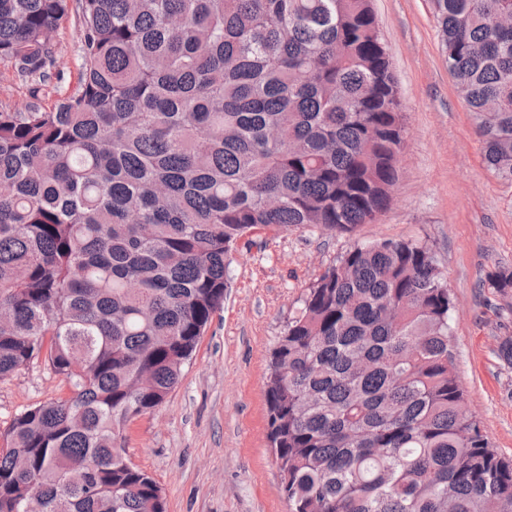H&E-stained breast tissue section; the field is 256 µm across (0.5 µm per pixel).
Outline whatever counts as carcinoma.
I'll return each instance as SVG.
<instances>
[{"label":"carcinoma","instance_id":"carcinoma-1","mask_svg":"<svg viewBox=\"0 0 512 512\" xmlns=\"http://www.w3.org/2000/svg\"><path fill=\"white\" fill-rule=\"evenodd\" d=\"M483 160L512 182V0H432ZM79 86L0 110V380L69 386L0 435V512H167L124 451L180 384L258 232H350L387 208L405 126L371 0H77ZM68 0H0V59L46 77ZM422 242L357 244L271 353L288 512H512V461L455 373Z\"/></svg>","mask_w":512,"mask_h":512}]
</instances>
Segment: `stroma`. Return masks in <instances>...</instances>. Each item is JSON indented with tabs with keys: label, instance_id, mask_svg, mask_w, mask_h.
Instances as JSON below:
<instances>
[{
	"label": "stroma",
	"instance_id": "stroma-1",
	"mask_svg": "<svg viewBox=\"0 0 512 512\" xmlns=\"http://www.w3.org/2000/svg\"><path fill=\"white\" fill-rule=\"evenodd\" d=\"M406 126L388 209L353 232L289 229L238 243L224 307L204 332L178 387L126 430L129 459L163 488L168 512H288L267 440L265 381L272 349L307 288L357 244L428 243L455 302L458 381L492 445L512 459V293L490 281L512 270V183L487 170L470 112L448 73L431 0H372ZM79 17L53 33L54 65L20 80L0 60V110L52 109L81 76ZM36 359L0 381V433L25 409L68 396Z\"/></svg>",
	"mask_w": 512,
	"mask_h": 512
}]
</instances>
